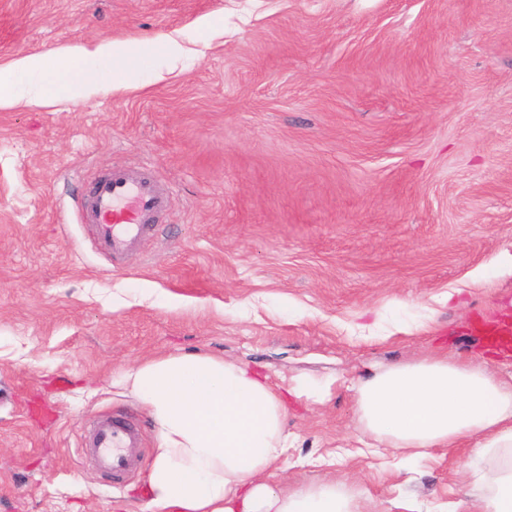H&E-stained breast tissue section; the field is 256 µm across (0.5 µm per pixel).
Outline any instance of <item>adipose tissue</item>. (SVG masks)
Returning a JSON list of instances; mask_svg holds the SVG:
<instances>
[{
  "label": "adipose tissue",
  "mask_w": 512,
  "mask_h": 512,
  "mask_svg": "<svg viewBox=\"0 0 512 512\" xmlns=\"http://www.w3.org/2000/svg\"><path fill=\"white\" fill-rule=\"evenodd\" d=\"M139 46L102 41L18 57L0 65V107L58 95L80 105L126 90ZM151 417L159 446L147 478L149 512H362L341 481L288 490L267 475L291 446L288 397L251 366L209 354H169L122 374ZM361 432L379 448L426 455L474 442L475 460L497 455L481 477L477 512H512V383L483 364L423 358L360 380Z\"/></svg>",
  "instance_id": "ef3b65f1"
}]
</instances>
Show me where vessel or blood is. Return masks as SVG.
Returning <instances> with one entry per match:
<instances>
[{
    "label": "vessel or blood",
    "instance_id": "b4317fda",
    "mask_svg": "<svg viewBox=\"0 0 512 512\" xmlns=\"http://www.w3.org/2000/svg\"><path fill=\"white\" fill-rule=\"evenodd\" d=\"M167 207L168 194L151 175L131 178L116 169L84 195L79 217L94 225L98 249L117 259L155 230ZM137 443L138 431L131 423L104 417L95 423L85 450L101 469L118 476L136 467L129 450Z\"/></svg>",
    "mask_w": 512,
    "mask_h": 512
}]
</instances>
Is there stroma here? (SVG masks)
I'll return each instance as SVG.
<instances>
[{
	"label": "stroma",
	"mask_w": 512,
	"mask_h": 512,
	"mask_svg": "<svg viewBox=\"0 0 512 512\" xmlns=\"http://www.w3.org/2000/svg\"><path fill=\"white\" fill-rule=\"evenodd\" d=\"M159 35L187 53L145 49L144 88L0 108V512H148L157 436L114 380L186 352L323 386L275 481L470 512L472 442L375 452L353 385L423 357L512 383L480 336L512 309V0H0V63ZM115 167L170 198L117 261L73 209ZM103 415L140 433L118 480L79 453Z\"/></svg>",
	"instance_id": "obj_1"
}]
</instances>
